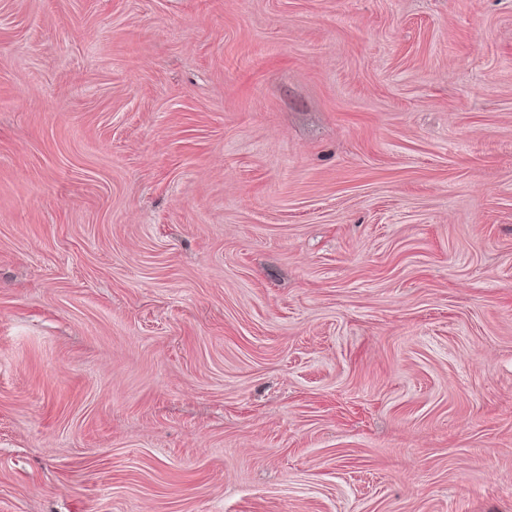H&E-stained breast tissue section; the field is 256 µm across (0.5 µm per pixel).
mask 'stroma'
Masks as SVG:
<instances>
[{
  "label": "stroma",
  "instance_id": "obj_1",
  "mask_svg": "<svg viewBox=\"0 0 512 512\" xmlns=\"http://www.w3.org/2000/svg\"><path fill=\"white\" fill-rule=\"evenodd\" d=\"M0 512H512V0H0Z\"/></svg>",
  "mask_w": 512,
  "mask_h": 512
}]
</instances>
